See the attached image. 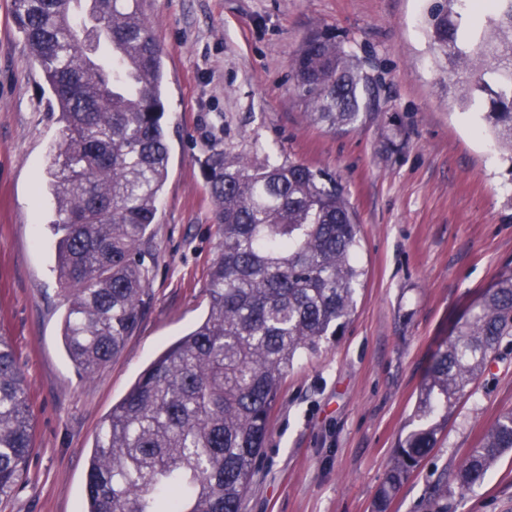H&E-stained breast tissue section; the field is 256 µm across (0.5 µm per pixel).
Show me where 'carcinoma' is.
<instances>
[{
    "instance_id": "carcinoma-1",
    "label": "carcinoma",
    "mask_w": 512,
    "mask_h": 512,
    "mask_svg": "<svg viewBox=\"0 0 512 512\" xmlns=\"http://www.w3.org/2000/svg\"><path fill=\"white\" fill-rule=\"evenodd\" d=\"M14 0V18L52 93L60 140L48 153L66 297L62 336L77 373L91 378L122 349L148 305L141 260L168 176L163 49L139 0ZM436 0L433 52L475 78L448 82L454 101L482 102L512 163V0H491L486 25L468 33L457 7ZM309 119L333 132L374 106L369 82L342 44L318 30L293 65ZM219 238L206 317L166 348L103 421L92 445L85 512H242L268 417L303 355L341 333L356 312L360 229L336 174L213 145L200 162ZM512 337V267L459 321L420 388L411 429L394 449L376 500L387 503L434 448L467 388ZM33 444L24 373L0 335V499L26 482ZM512 450V411L499 416L454 474L481 483ZM448 512V481L432 490Z\"/></svg>"
}]
</instances>
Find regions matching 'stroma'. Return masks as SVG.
Here are the masks:
<instances>
[{"instance_id":"1","label":"stroma","mask_w":512,"mask_h":512,"mask_svg":"<svg viewBox=\"0 0 512 512\" xmlns=\"http://www.w3.org/2000/svg\"><path fill=\"white\" fill-rule=\"evenodd\" d=\"M436 0H142L164 49L168 178L144 264L149 307L123 350L80 379L62 340L54 198L45 165L60 126L48 88L0 0V334L27 377L34 422L28 480L0 512H85L94 437L113 404L207 311L216 257L213 204L200 160L225 150L319 166L341 176L360 222L365 270L344 336L285 378L243 512H374L420 386L459 318L512 267V167L483 130V104L448 100L435 59ZM332 32L360 63L376 107L331 133L305 117L291 62L313 29ZM512 410V342L448 416L438 444L387 512H512V451L481 484L452 477Z\"/></svg>"}]
</instances>
